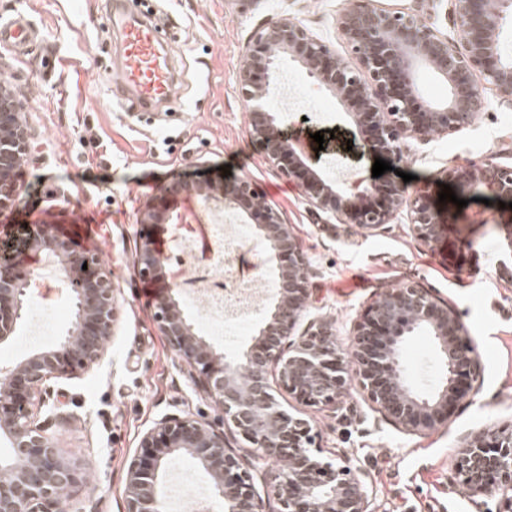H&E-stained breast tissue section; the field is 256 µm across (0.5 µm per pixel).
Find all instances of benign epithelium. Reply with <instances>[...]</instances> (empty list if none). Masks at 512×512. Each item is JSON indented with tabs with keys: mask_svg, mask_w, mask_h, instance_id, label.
Listing matches in <instances>:
<instances>
[{
	"mask_svg": "<svg viewBox=\"0 0 512 512\" xmlns=\"http://www.w3.org/2000/svg\"><path fill=\"white\" fill-rule=\"evenodd\" d=\"M466 37V53L456 50L435 26L402 11L349 0L337 29L355 63L336 54L301 22L288 16L265 20L254 33L237 81L250 108V133L266 160L290 178L302 180L307 203L316 212L347 218L374 229L404 213L416 241L432 246L445 221L433 204L411 198L400 186L372 183L351 194L339 179L306 163L310 152L285 129L286 114L274 105L280 61L297 63L305 75L337 101L354 100L347 113L371 137L354 144L362 154L400 159L411 140L449 135L470 126L484 111L486 90L512 102V57L501 49V29L512 19V0H451ZM428 68L448 83V101L426 107L418 102L414 74ZM482 76L477 82L475 74ZM32 153L24 113L11 90L0 85V213L16 206L20 163ZM463 194L479 193L512 202V167L487 160L445 172ZM178 190L214 204L251 229L268 249L275 289L255 328L253 343L240 355H226L197 329L181 304V289L165 282V258L153 240L141 239L134 268L160 284L155 321L187 369L197 393L222 411L220 422L255 448L248 459L224 431L185 412L165 413L141 437L139 454L128 463L124 512H166L163 479L169 464L187 458L206 475L211 495L224 512H265L249 470L260 462L284 461L272 473L267 496L276 512H374L368 473L326 460L315 448L310 422L282 409L270 382H278L309 406L335 403L350 382L359 386L377 412L406 432L446 428L449 406L462 400L481 375L472 340L457 311L430 291L406 284L378 296L357 319L348 349L340 348L332 325L313 320L295 335L309 306L307 260L282 214L247 179L226 185L183 184ZM172 221L149 204L142 224ZM39 260L51 266L67 288L75 315L57 342L0 372V439L10 453L0 457V512H82L65 498L84 479L60 454L48 433L54 409L51 381L75 379L101 363L118 325L112 275L99 258L79 253L71 240L45 224H25L21 243L0 253V343L25 320L31 281ZM433 338L443 371L439 384L421 392L407 378L403 349L413 337ZM454 484L474 499L500 498L499 512H512V423L466 436L452 461Z\"/></svg>",
	"mask_w": 512,
	"mask_h": 512,
	"instance_id": "7a95c632",
	"label": "benign epithelium"
}]
</instances>
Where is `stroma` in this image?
<instances>
[{"label": "stroma", "mask_w": 512, "mask_h": 512, "mask_svg": "<svg viewBox=\"0 0 512 512\" xmlns=\"http://www.w3.org/2000/svg\"><path fill=\"white\" fill-rule=\"evenodd\" d=\"M140 0H0V24L26 14L35 30L24 53L0 46V81L23 104L33 143L21 164V191L14 210L0 216V252L14 250L23 224H47L96 254L118 290L119 324L101 364L80 378L56 385L58 418L50 429L65 460L87 478L70 492L84 512H123L127 464L143 433L163 411H188L215 423L220 410L196 395L187 373L161 336L155 299L133 266L137 244L155 240L168 265L177 243L192 238L201 262L211 259L212 207L182 192L180 184L249 179L282 214L307 260L308 319L329 321L348 345L354 320L380 294L415 283L453 306L482 366L480 382L451 409L448 428L405 432L376 412L357 385L332 405L310 407L283 387L275 392L285 409L307 418L324 456L366 470L377 512H496L497 498L471 499L452 482V459L461 439L485 427L512 422V277L501 262L512 251V209L499 203L446 202L448 226L433 246L417 242L406 217L367 230L326 219L306 202L300 183L270 166L250 134L249 107L237 82L257 25L288 14L341 56L347 45L336 19L344 0H155L154 7L178 36L167 47L176 93L150 112H132L113 100L112 44L106 11L135 12ZM435 22L463 47L464 33L448 0H376ZM281 88L297 101L289 135L309 141L333 131L332 146L344 151L340 167L319 156L357 193L372 180L374 156L346 154L348 141L366 138L351 124L354 103H340L282 62ZM309 122H302V115ZM492 159L512 167V103L489 96L471 126L429 142L411 143L384 180L412 174L407 193L437 200L439 173ZM170 213L167 224L143 225L150 201ZM73 306L53 272L29 290L28 316L15 336L0 344V369L52 346L72 320ZM406 372L418 389L438 384L441 364L430 337L404 349Z\"/></svg>", "instance_id": "35a3bbf8"}]
</instances>
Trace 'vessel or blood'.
I'll list each match as a JSON object with an SVG mask.
<instances>
[{
	"mask_svg": "<svg viewBox=\"0 0 512 512\" xmlns=\"http://www.w3.org/2000/svg\"><path fill=\"white\" fill-rule=\"evenodd\" d=\"M105 20L120 36L114 47L115 54L121 58V67L112 83L113 96L130 103L137 111L147 110L169 98L172 73L158 28L126 12L107 14ZM29 43V25L24 18L0 26L1 45L22 52Z\"/></svg>",
	"mask_w": 512,
	"mask_h": 512,
	"instance_id": "b4317fda",
	"label": "vessel or blood"
}]
</instances>
